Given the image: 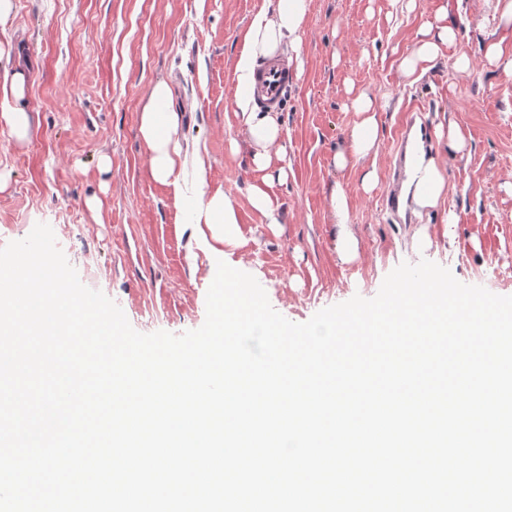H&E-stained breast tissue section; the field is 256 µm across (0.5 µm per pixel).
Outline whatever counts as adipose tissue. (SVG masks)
I'll list each match as a JSON object with an SVG mask.
<instances>
[{
  "mask_svg": "<svg viewBox=\"0 0 512 512\" xmlns=\"http://www.w3.org/2000/svg\"><path fill=\"white\" fill-rule=\"evenodd\" d=\"M308 13V0H276L272 11L260 13L243 38V47L235 67L234 99L241 113L249 142L254 146L253 163L262 177L248 192L250 204L267 218H274L280 203L273 192L276 181L285 180L286 169L269 175L271 152L278 146L282 127L269 112H262L252 103L251 87L255 70L282 49L300 53L299 33ZM422 40L413 56L403 64L404 74L416 68H431L441 46L454 42L457 29L454 23L438 17L436 23L421 29ZM10 63V70L0 77V97L17 100L12 111L4 113L10 135L17 141H27L33 132L32 118L19 102L25 96L28 73L13 65L11 46L0 43V62ZM176 114L172 109L170 90L166 83H156L140 116L139 132L148 150L151 177L160 183L177 185V172L182 165L180 145L174 137ZM196 233L199 239H212L210 251L221 255L223 248L238 247L239 228L236 210L223 192L202 193L196 210Z\"/></svg>",
  "mask_w": 512,
  "mask_h": 512,
  "instance_id": "obj_1",
  "label": "adipose tissue"
}]
</instances>
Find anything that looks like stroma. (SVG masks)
Returning a JSON list of instances; mask_svg holds the SVG:
<instances>
[{
    "instance_id": "stroma-1",
    "label": "stroma",
    "mask_w": 512,
    "mask_h": 512,
    "mask_svg": "<svg viewBox=\"0 0 512 512\" xmlns=\"http://www.w3.org/2000/svg\"><path fill=\"white\" fill-rule=\"evenodd\" d=\"M495 0H309L301 72L278 109L287 148V178L276 185L277 223L247 199L259 179L234 101V71L243 36L271 0H13L0 40L14 46L29 73L25 106L34 132L26 142L0 122V247L49 224L81 282L102 291L139 332L179 334L199 328L216 259L194 235L201 191L224 192L236 208L240 269L264 288L272 307L295 323L359 295L374 297L400 263L427 258L460 282L512 295V76L490 65L488 44L512 51V25ZM459 36L427 71L405 76L402 59L420 41L421 25L440 10ZM467 56L460 71L456 62ZM171 89L186 163L179 188L154 181L139 117L156 82ZM382 103L380 140L349 156L361 115L354 102ZM427 104L426 157L442 167L446 187L436 207L396 223L382 197L398 138L415 103ZM456 125L464 151L439 136ZM346 153L345 166L337 156ZM109 170H101L102 158ZM205 173L197 175L196 162ZM375 170L372 188L362 175ZM348 197L347 224L358 255H337L332 195ZM454 224L455 239L442 238ZM439 243L425 253L414 234Z\"/></svg>"
}]
</instances>
